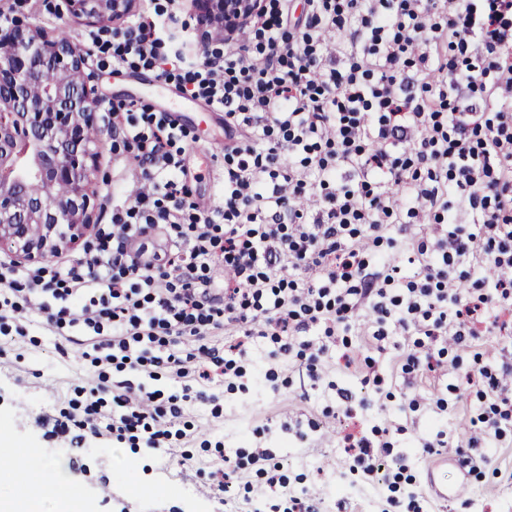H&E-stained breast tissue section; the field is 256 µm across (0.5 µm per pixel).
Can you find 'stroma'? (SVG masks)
<instances>
[{
  "instance_id": "obj_1",
  "label": "stroma",
  "mask_w": 512,
  "mask_h": 512,
  "mask_svg": "<svg viewBox=\"0 0 512 512\" xmlns=\"http://www.w3.org/2000/svg\"><path fill=\"white\" fill-rule=\"evenodd\" d=\"M16 2L0 0V21L31 19L47 32L65 33L67 40L87 52L85 73L104 107L100 130L93 137L95 225L108 224L113 205L143 186L132 161L112 149L122 133L113 127L105 107L116 100L136 98L180 107L182 124L191 135L184 144L183 162L193 193L200 205H217L222 167L210 159L209 151L224 140L223 113L209 111L203 101L182 93L174 82L151 85L152 71H117L99 62L90 52L96 28L72 17L63 0H27L21 8ZM17 321L26 327V335L0 338V346L8 351L7 357L0 358V428L10 432L5 445L21 459L37 456L61 463L67 471V486L85 498L90 512H247L234 484L225 488L223 502H215L196 473V463L203 460L217 468L224 456L247 455L258 448L276 456L288 479L305 477L307 487L322 499L325 512H338L342 500L347 503L345 512H377L381 478L351 497L336 482V473L346 461L339 446L341 432L378 425L399 430L403 443L418 442L431 429L433 399L441 388L437 381L415 383L420 408L414 412L400 410L392 402L387 409L373 405L345 418L340 414L344 402L339 391L349 390L357 401L366 398L369 388L361 378L331 370L320 382H313L288 357L270 359L273 343L256 337L246 345L247 362L273 368L276 380L249 373L251 388L246 395L227 392L218 380L207 385V400L189 403L185 409V421L194 426L188 448L194 458L186 462L178 447L154 450L105 444L89 432L60 428L61 409L74 398L76 388L97 383L98 371L78 354L81 331L72 330V343L61 349L41 320L24 312ZM300 430L306 432V440L297 438ZM466 497L475 512H512V482L489 475L471 482Z\"/></svg>"
}]
</instances>
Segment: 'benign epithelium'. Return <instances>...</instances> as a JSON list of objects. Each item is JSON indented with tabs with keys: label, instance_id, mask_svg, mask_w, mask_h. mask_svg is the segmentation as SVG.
I'll return each instance as SVG.
<instances>
[{
	"label": "benign epithelium",
	"instance_id": "benign-epithelium-1",
	"mask_svg": "<svg viewBox=\"0 0 512 512\" xmlns=\"http://www.w3.org/2000/svg\"><path fill=\"white\" fill-rule=\"evenodd\" d=\"M90 27L106 29L133 12L138 0H64ZM200 42L207 47L242 33L260 0H192ZM85 56L72 42L32 21L0 25V242L37 262L72 243L93 223L89 176L97 151L87 136L99 102L84 73ZM56 81L45 85L40 72ZM42 181L64 192L35 196Z\"/></svg>",
	"mask_w": 512,
	"mask_h": 512
}]
</instances>
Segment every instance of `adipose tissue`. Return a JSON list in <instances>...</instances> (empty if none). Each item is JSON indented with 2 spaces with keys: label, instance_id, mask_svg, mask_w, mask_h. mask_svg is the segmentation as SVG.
<instances>
[{
  "label": "adipose tissue",
  "instance_id": "1",
  "mask_svg": "<svg viewBox=\"0 0 512 512\" xmlns=\"http://www.w3.org/2000/svg\"><path fill=\"white\" fill-rule=\"evenodd\" d=\"M0 472L5 473L14 491L0 496V512H88L87 503L73 496L43 495L32 482V473H39L42 480L55 486H63L65 474L62 466L47 468L38 462L17 464L12 456L0 457Z\"/></svg>",
  "mask_w": 512,
  "mask_h": 512
}]
</instances>
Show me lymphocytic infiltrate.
<instances>
[{
	"instance_id": "lymphocytic-infiltrate-1",
	"label": "lymphocytic infiltrate",
	"mask_w": 512,
	"mask_h": 512,
	"mask_svg": "<svg viewBox=\"0 0 512 512\" xmlns=\"http://www.w3.org/2000/svg\"><path fill=\"white\" fill-rule=\"evenodd\" d=\"M290 2L262 0L244 37L203 60L170 62L160 4L97 42L114 67L157 70L223 111L222 202L192 200L176 119L113 102L150 190L113 210L75 265L1 262L0 322L27 310L59 331L81 326L94 366L182 379L168 396L123 386L108 412L96 387L68 416L151 448L186 438L185 404L206 397L186 382L191 364L205 381L245 377L238 337L270 339L271 358L300 361L314 382L334 342L349 376L391 347L401 383L386 400L418 410L404 380L444 378L437 411L477 398L468 433L450 444L440 420L405 450L386 427L346 437L339 482L354 489L449 446L468 471L492 466L512 437V363L480 342L512 314V0H305L301 24ZM156 224L171 231L170 256L140 264L128 247ZM223 335L234 342L221 349ZM251 462L266 485L253 512H318L267 450Z\"/></svg>"
}]
</instances>
